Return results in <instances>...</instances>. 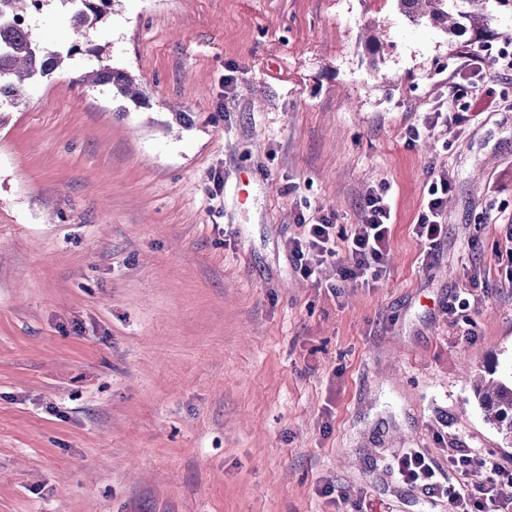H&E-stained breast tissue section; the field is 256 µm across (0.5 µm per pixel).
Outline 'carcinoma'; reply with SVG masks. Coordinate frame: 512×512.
Masks as SVG:
<instances>
[{
  "label": "carcinoma",
  "instance_id": "cac0c4a2",
  "mask_svg": "<svg viewBox=\"0 0 512 512\" xmlns=\"http://www.w3.org/2000/svg\"><path fill=\"white\" fill-rule=\"evenodd\" d=\"M49 0H0V113L1 106L18 104L23 87L53 74L79 52L76 43L50 49L38 41L33 27L20 22L39 14ZM66 5L78 3L72 13V27L85 36L88 30L111 10L115 0H57ZM400 12L412 22L426 20L450 35L470 27L480 33L491 28L502 15L512 16V0H397ZM84 72L77 81L87 86L109 84L113 93L132 101L141 99L139 84L126 72L103 63ZM475 400L488 421L512 442V383L484 375L474 377Z\"/></svg>",
  "mask_w": 512,
  "mask_h": 512
}]
</instances>
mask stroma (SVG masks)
<instances>
[{
    "label": "stroma",
    "mask_w": 512,
    "mask_h": 512,
    "mask_svg": "<svg viewBox=\"0 0 512 512\" xmlns=\"http://www.w3.org/2000/svg\"><path fill=\"white\" fill-rule=\"evenodd\" d=\"M504 47L396 0H115L0 115V512H448L449 455L512 470L471 389L512 379V72L409 139ZM99 48L139 102L74 84ZM382 186L376 286L332 294L342 253L304 279L299 217L358 223ZM473 276L485 297L450 318ZM411 448L434 491L400 478ZM450 187L447 172L442 171L436 175L433 172L427 191L425 211L414 227L417 237L427 246L429 253L438 245L444 234V224H441L440 219Z\"/></svg>",
    "instance_id": "stroma-1"
}]
</instances>
